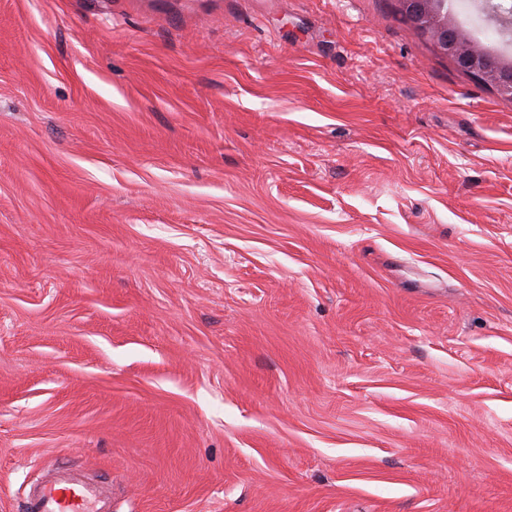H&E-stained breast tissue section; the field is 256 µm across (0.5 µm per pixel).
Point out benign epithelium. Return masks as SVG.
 <instances>
[{"label": "benign epithelium", "instance_id": "benign-epithelium-1", "mask_svg": "<svg viewBox=\"0 0 512 512\" xmlns=\"http://www.w3.org/2000/svg\"><path fill=\"white\" fill-rule=\"evenodd\" d=\"M396 12L460 72L493 87L512 100V58L478 47L455 23L448 0H394Z\"/></svg>", "mask_w": 512, "mask_h": 512}]
</instances>
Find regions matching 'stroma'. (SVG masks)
I'll return each mask as SVG.
<instances>
[{"label": "stroma", "mask_w": 512, "mask_h": 512, "mask_svg": "<svg viewBox=\"0 0 512 512\" xmlns=\"http://www.w3.org/2000/svg\"><path fill=\"white\" fill-rule=\"evenodd\" d=\"M63 463L512 512V101L392 0H0V512Z\"/></svg>", "instance_id": "stroma-1"}]
</instances>
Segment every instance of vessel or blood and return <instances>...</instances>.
<instances>
[{"label":"vessel or blood","instance_id":"1","mask_svg":"<svg viewBox=\"0 0 512 512\" xmlns=\"http://www.w3.org/2000/svg\"><path fill=\"white\" fill-rule=\"evenodd\" d=\"M23 512H112L105 489L62 466L30 488Z\"/></svg>","mask_w":512,"mask_h":512}]
</instances>
